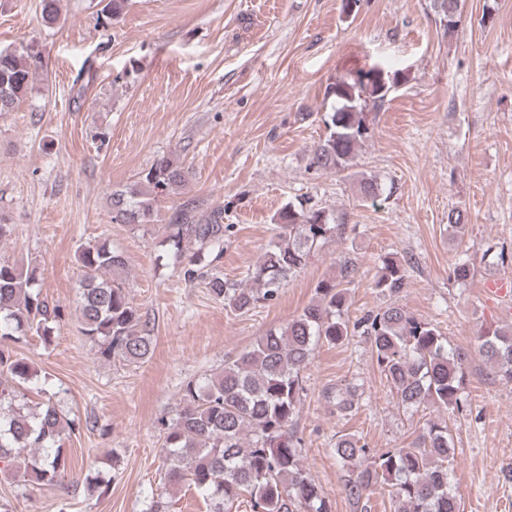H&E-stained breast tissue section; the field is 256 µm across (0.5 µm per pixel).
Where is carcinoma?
<instances>
[{"mask_svg":"<svg viewBox=\"0 0 512 512\" xmlns=\"http://www.w3.org/2000/svg\"><path fill=\"white\" fill-rule=\"evenodd\" d=\"M59 2L41 0V19L48 27L60 21ZM101 3L98 19L108 25L123 15L128 0ZM429 7L444 32L453 34L461 22L463 0H429ZM40 66L41 52L34 43L0 54V113L15 109ZM396 82L383 67L373 65L329 86L327 96L334 106L321 117L327 135L313 149L311 166L345 170L371 137L366 109L382 106ZM185 182L182 164L166 156L157 159L136 185L112 192V223L152 222L156 198ZM360 192L361 198L376 202L385 190L364 178ZM273 220L279 233L249 273L253 288H230L220 274L202 266L207 257L216 261L224 252V208L204 215L195 202L182 203L169 218L173 233L164 243L183 264L186 281L206 280L212 296L247 312L260 301L277 299L317 246L343 226L306 200L286 204ZM448 228L455 239H463L465 213L449 210ZM79 262L85 339L107 361H146L154 351L153 337L125 291L124 254L107 243L89 244L79 250ZM355 274L352 261H343L339 277L318 282L315 299L287 326L267 330L212 376L183 385V406L165 426L168 477L210 502V512H232L243 502L252 512H331L323 489L302 465L301 441L291 430L303 404L301 372L322 343L339 345L355 334L368 337L378 369L405 411L414 413L428 404L459 407L465 354L448 347L435 326L400 305L350 322L348 285ZM406 280L403 265L387 256L373 288L394 296ZM61 317L60 307H50L41 296L37 267L0 258V463L15 467L13 477L24 482L54 485L75 479L63 437L79 425L50 398L38 412L29 410L22 388L33 376L31 365L5 348L28 335L51 341L50 323ZM480 352L498 376L512 382V330H484ZM354 396L349 387L336 390L338 411L349 412ZM335 453L351 471L345 491L358 504L383 484L393 512H460L448 467L454 446L445 424L426 420L408 448L373 455L359 441L343 438L336 442Z\"/></svg>","mask_w":512,"mask_h":512,"instance_id":"cac0c4a2","label":"carcinoma"}]
</instances>
